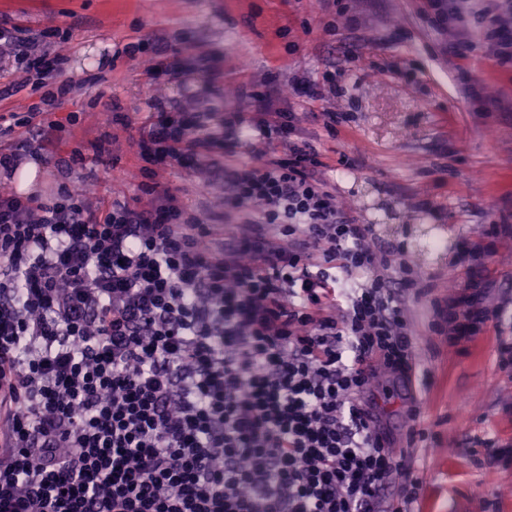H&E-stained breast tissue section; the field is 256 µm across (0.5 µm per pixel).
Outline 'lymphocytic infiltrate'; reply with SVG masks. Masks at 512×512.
<instances>
[{"label": "lymphocytic infiltrate", "mask_w": 512, "mask_h": 512, "mask_svg": "<svg viewBox=\"0 0 512 512\" xmlns=\"http://www.w3.org/2000/svg\"><path fill=\"white\" fill-rule=\"evenodd\" d=\"M462 56L478 17L512 64V0H426ZM40 62L26 115H0L13 175L30 144L60 145L46 111L73 91L65 57L0 17V72ZM223 127L199 113L145 123L141 159L222 191L223 226L149 185L90 202L0 192V512H409L423 482L366 398L409 379L413 332L369 225L358 223L294 115L252 94ZM287 139L280 158L272 133ZM254 155L239 162L236 148ZM224 232V246H204ZM437 301L449 344L494 324L512 362V310L489 278Z\"/></svg>", "instance_id": "obj_1"}]
</instances>
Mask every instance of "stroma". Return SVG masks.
<instances>
[{
  "mask_svg": "<svg viewBox=\"0 0 512 512\" xmlns=\"http://www.w3.org/2000/svg\"><path fill=\"white\" fill-rule=\"evenodd\" d=\"M420 7L421 0H340L336 10L326 0H0V15L32 37L68 30L66 76L76 86L51 114L64 124L62 149L24 159L22 178L10 184L44 197L65 183L89 185L108 200L141 197L144 163L133 142L150 113L176 116L191 101L220 126L249 109L230 89L259 81V93L296 114L337 195L359 223L372 225L377 245H403L418 278L433 285L427 295L402 292L417 346L411 386L385 379L374 392L395 448L423 477L418 512H512V463L488 465L482 445L488 437L512 442V367L498 364L494 330L456 347L430 331L433 299L463 283L461 247L481 243L485 224L512 225V67L488 55L472 16L471 49L461 58L443 54L447 36ZM303 28L307 36L297 40ZM134 43L136 56L128 51ZM162 46L168 58L201 59V71L179 82L161 72L147 89L140 61ZM238 58L248 72L234 69ZM294 74L340 91L331 100H279ZM113 103L122 120L102 125L99 111ZM329 109L342 115L332 130ZM99 144L123 181L91 164ZM77 150L84 163L73 161ZM157 182L187 208L219 211L215 194L178 165L160 166ZM430 226L448 238L447 251L434 257L420 252L419 231ZM490 263L494 306L512 300V239L498 243ZM413 396L428 440L410 445L405 412Z\"/></svg>",
  "mask_w": 512,
  "mask_h": 512,
  "instance_id": "stroma-1",
  "label": "stroma"
}]
</instances>
